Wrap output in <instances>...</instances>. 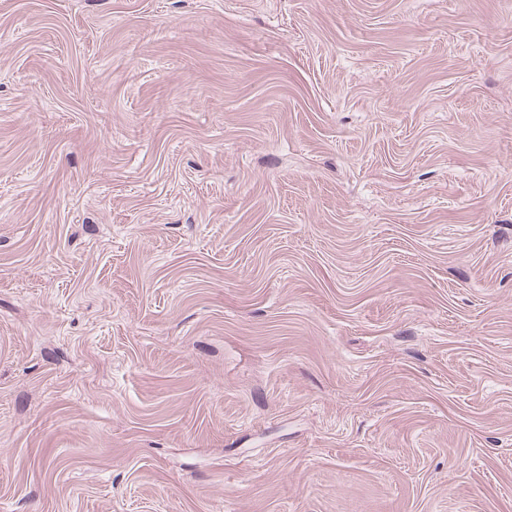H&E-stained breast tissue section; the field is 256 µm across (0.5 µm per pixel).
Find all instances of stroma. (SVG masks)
<instances>
[{"label": "stroma", "instance_id": "stroma-1", "mask_svg": "<svg viewBox=\"0 0 512 512\" xmlns=\"http://www.w3.org/2000/svg\"><path fill=\"white\" fill-rule=\"evenodd\" d=\"M0 512H512V0H0Z\"/></svg>", "mask_w": 512, "mask_h": 512}]
</instances>
